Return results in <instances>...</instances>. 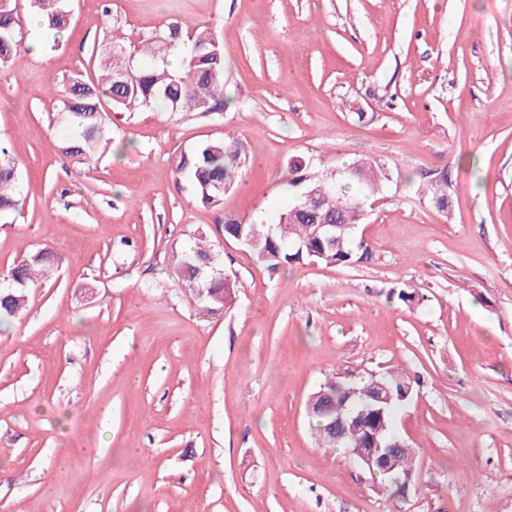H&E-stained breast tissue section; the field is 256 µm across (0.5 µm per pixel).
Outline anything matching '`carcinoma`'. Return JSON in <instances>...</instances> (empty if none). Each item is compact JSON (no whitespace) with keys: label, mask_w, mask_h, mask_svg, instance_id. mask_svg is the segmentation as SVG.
Instances as JSON below:
<instances>
[{"label":"carcinoma","mask_w":512,"mask_h":512,"mask_svg":"<svg viewBox=\"0 0 512 512\" xmlns=\"http://www.w3.org/2000/svg\"><path fill=\"white\" fill-rule=\"evenodd\" d=\"M41 25L58 35L69 24L67 0H31ZM25 37L14 0H0V67L12 65L23 57ZM101 70L98 83L75 78L70 81L58 112L67 130L61 153L79 164L100 159L112 146V129L102 106L106 98L112 108L134 112L157 105L167 112H222L224 98V50L207 26L196 25L187 38H178V28L131 45L125 38L112 35V41L94 52ZM176 57L180 65L173 68L169 59ZM246 162L242 144L233 136L206 139L189 151L175 153L171 166L176 176L184 180L192 201L203 206H219L224 191L233 187L237 173ZM353 175L328 181V174L315 171L302 160L288 162V186L293 202L278 216L274 224L261 217L251 222L224 216V236L254 243L251 250L270 269L299 262L303 259L333 266H354L373 257L369 243L357 233L362 202L350 194L356 186L359 195L370 197L382 190L388 181L384 165L372 159L351 164ZM21 171L13 154L0 146V219L20 208L19 181ZM329 184L317 207H301L302 194ZM448 181L432 185L430 200L441 211L448 210ZM324 225L328 233L313 235L316 225ZM55 258L40 250L23 257L11 270L12 287L0 291V318H9L26 303V289L33 278L54 267ZM206 267L209 280L197 276V269ZM186 297L195 295L196 288L205 284L214 296L195 300L197 307L208 313L230 309L236 298V281L224 272L223 266L205 238L184 252L176 267ZM358 395L351 401L336 396V413L348 414L358 420L360 429L351 434L341 447L352 452L366 447L369 433H377L389 445L401 441L393 430L397 410L404 402L396 400L385 409L366 408L362 402L372 394L371 381L362 377Z\"/></svg>","instance_id":"carcinoma-1"}]
</instances>
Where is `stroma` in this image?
I'll return each instance as SVG.
<instances>
[{
    "label": "stroma",
    "instance_id": "1",
    "mask_svg": "<svg viewBox=\"0 0 512 512\" xmlns=\"http://www.w3.org/2000/svg\"><path fill=\"white\" fill-rule=\"evenodd\" d=\"M41 53L0 68V143L22 169L0 220V289L23 251L60 262L0 328V512H512V0H69ZM206 24L224 112H109L94 169L63 157L60 100L92 51ZM247 160L216 208L173 152L224 134ZM369 156L390 180L361 228L374 258L270 271L224 217L272 216L299 157ZM448 179L440 211L413 187ZM206 236L235 275L199 314L173 274ZM404 287L419 302L390 298ZM414 382L416 450L395 496L318 446L306 401L343 370Z\"/></svg>",
    "mask_w": 512,
    "mask_h": 512
}]
</instances>
